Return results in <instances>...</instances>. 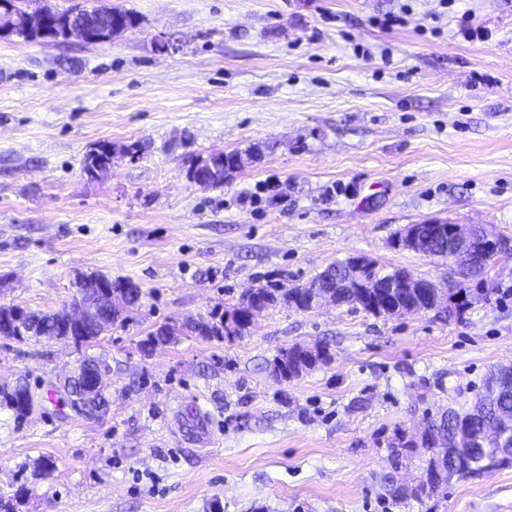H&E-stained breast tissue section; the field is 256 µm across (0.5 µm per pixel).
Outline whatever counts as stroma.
<instances>
[{
  "instance_id": "stroma-1",
  "label": "stroma",
  "mask_w": 512,
  "mask_h": 512,
  "mask_svg": "<svg viewBox=\"0 0 512 512\" xmlns=\"http://www.w3.org/2000/svg\"><path fill=\"white\" fill-rule=\"evenodd\" d=\"M92 3L139 25L100 44L0 36V304L57 310L91 273L144 297L84 350L0 339V387L24 377L43 396L22 420L0 407V498L13 512H512V467L421 504L385 489L419 473L393 470L396 427L469 407L512 363V252L461 310L282 303L230 341L138 349L163 323L351 257L447 287V260L394 247L410 224L481 225L512 245V0ZM388 13L405 24L373 25ZM464 13L488 41L458 36ZM102 140L145 151L86 181ZM216 151L259 159L197 186L190 160ZM295 342L332 359L275 380L269 361ZM86 353L112 368L96 420L62 389Z\"/></svg>"
}]
</instances>
